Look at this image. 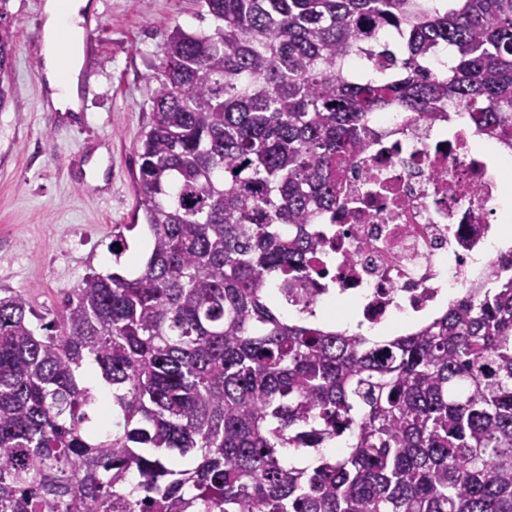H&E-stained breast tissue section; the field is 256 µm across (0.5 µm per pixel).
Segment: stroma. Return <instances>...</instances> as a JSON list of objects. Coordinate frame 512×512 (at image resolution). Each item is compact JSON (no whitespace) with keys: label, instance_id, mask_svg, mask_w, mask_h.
I'll use <instances>...</instances> for the list:
<instances>
[{"label":"stroma","instance_id":"stroma-1","mask_svg":"<svg viewBox=\"0 0 512 512\" xmlns=\"http://www.w3.org/2000/svg\"><path fill=\"white\" fill-rule=\"evenodd\" d=\"M83 37L79 112H47L45 0H6L17 21L11 100L0 111V289L59 313L90 271L111 272L112 239L144 250L135 147L151 121L146 83L179 26L209 30L196 0H93Z\"/></svg>","mask_w":512,"mask_h":512}]
</instances>
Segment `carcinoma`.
<instances>
[{"label": "carcinoma", "instance_id": "obj_1", "mask_svg": "<svg viewBox=\"0 0 512 512\" xmlns=\"http://www.w3.org/2000/svg\"><path fill=\"white\" fill-rule=\"evenodd\" d=\"M198 7L213 28H173L148 78L138 268L51 320L0 295V512H512V253L377 340L314 320L304 276L368 113L512 136V0ZM12 53L0 11V110Z\"/></svg>", "mask_w": 512, "mask_h": 512}]
</instances>
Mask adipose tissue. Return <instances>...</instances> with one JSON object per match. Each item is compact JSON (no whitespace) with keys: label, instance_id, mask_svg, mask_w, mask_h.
<instances>
[{"label":"adipose tissue","instance_id":"obj_1","mask_svg":"<svg viewBox=\"0 0 512 512\" xmlns=\"http://www.w3.org/2000/svg\"><path fill=\"white\" fill-rule=\"evenodd\" d=\"M90 0H46L42 50L51 104L60 112H77L81 102L77 85L82 68L81 13L90 11Z\"/></svg>","mask_w":512,"mask_h":512}]
</instances>
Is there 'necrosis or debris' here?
<instances>
[{
	"label": "necrosis or debris",
	"instance_id": "1",
	"mask_svg": "<svg viewBox=\"0 0 512 512\" xmlns=\"http://www.w3.org/2000/svg\"><path fill=\"white\" fill-rule=\"evenodd\" d=\"M512 154L475 112L443 107L434 119L376 114L344 163L336 209L315 233L317 302L358 300V326L391 321L413 330L443 311L456 288L489 276L498 225L507 223L498 149Z\"/></svg>",
	"mask_w": 512,
	"mask_h": 512
}]
</instances>
